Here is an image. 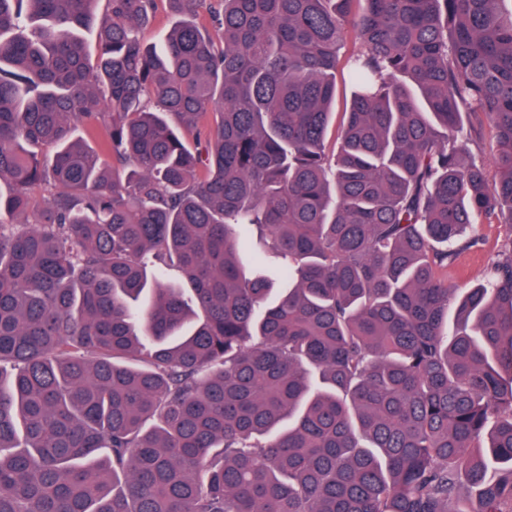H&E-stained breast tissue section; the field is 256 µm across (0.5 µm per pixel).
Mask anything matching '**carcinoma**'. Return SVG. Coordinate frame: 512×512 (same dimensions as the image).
<instances>
[{"mask_svg": "<svg viewBox=\"0 0 512 512\" xmlns=\"http://www.w3.org/2000/svg\"><path fill=\"white\" fill-rule=\"evenodd\" d=\"M168 2L0 0V512H512L507 0ZM336 86H337V93H336V102L334 105L333 112V118H332V127H331V133H334L335 127L339 124V122L342 120V112H345L346 110V103L349 99V93H350V87L351 82L348 75L347 70H340L336 74ZM473 234L480 238V244L461 255L453 266L448 267L450 288H469L481 279L487 264L504 238L502 228L496 224H477Z\"/></svg>", "mask_w": 512, "mask_h": 512, "instance_id": "cac0c4a2", "label": "carcinoma"}]
</instances>
